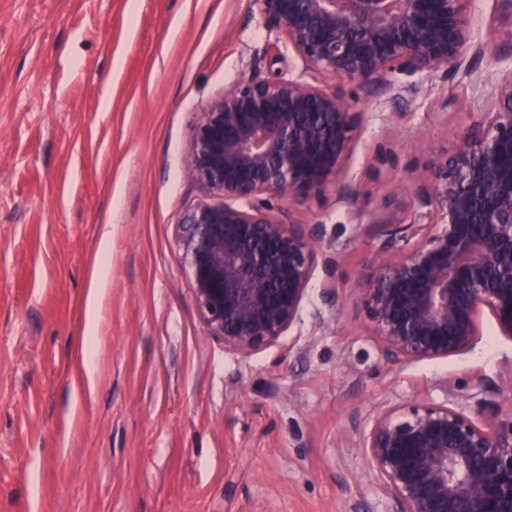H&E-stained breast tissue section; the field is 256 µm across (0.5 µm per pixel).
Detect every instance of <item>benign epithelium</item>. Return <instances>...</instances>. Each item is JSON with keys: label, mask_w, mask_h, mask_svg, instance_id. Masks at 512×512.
<instances>
[{"label": "benign epithelium", "mask_w": 512, "mask_h": 512, "mask_svg": "<svg viewBox=\"0 0 512 512\" xmlns=\"http://www.w3.org/2000/svg\"><path fill=\"white\" fill-rule=\"evenodd\" d=\"M275 42L296 53L299 78L252 77L208 104L192 127L189 176L219 203L186 209L176 239L208 335L248 359L299 319L325 225L296 222L276 203L304 202L341 178L362 121L347 91L396 74L467 78L487 45L474 39L471 0H254ZM485 112L467 113L451 153L411 170L405 219L383 224L361 300L385 361L447 359L471 350L489 317L512 340V70ZM386 512H512V413L424 400L378 412L361 440Z\"/></svg>", "instance_id": "obj_1"}]
</instances>
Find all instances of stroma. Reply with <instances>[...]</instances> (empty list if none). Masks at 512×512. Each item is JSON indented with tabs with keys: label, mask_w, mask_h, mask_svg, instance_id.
Here are the masks:
<instances>
[{
	"label": "stroma",
	"mask_w": 512,
	"mask_h": 512,
	"mask_svg": "<svg viewBox=\"0 0 512 512\" xmlns=\"http://www.w3.org/2000/svg\"><path fill=\"white\" fill-rule=\"evenodd\" d=\"M475 13L494 50L479 111L512 69V13ZM278 73L302 66L252 0H0V512H375L360 443L377 411L472 407L484 377L512 412V340L492 324L468 353L391 365L360 300L409 168L455 147L453 78L397 76L420 87L402 116L362 96L355 203L282 200L324 225L338 303L318 268L282 345L245 360L208 335L175 239L204 196L190 131L225 89ZM380 143L394 163L372 164Z\"/></svg>",
	"instance_id": "stroma-1"
}]
</instances>
